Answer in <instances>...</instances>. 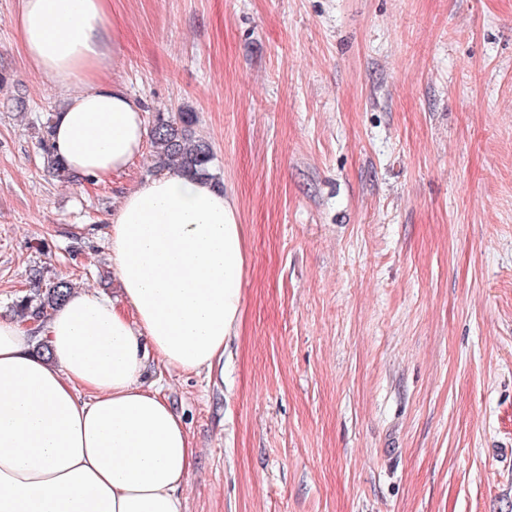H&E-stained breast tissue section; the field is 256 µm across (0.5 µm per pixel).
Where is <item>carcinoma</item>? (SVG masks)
Returning <instances> with one entry per match:
<instances>
[{
    "label": "carcinoma",
    "mask_w": 512,
    "mask_h": 512,
    "mask_svg": "<svg viewBox=\"0 0 512 512\" xmlns=\"http://www.w3.org/2000/svg\"><path fill=\"white\" fill-rule=\"evenodd\" d=\"M193 116L188 112L169 114L158 118L152 129V144L156 165L175 169L183 174L214 178L210 172L212 154L209 145L194 136ZM70 290L69 282L58 280L35 294L20 301L22 317L40 319L48 311L62 304Z\"/></svg>",
    "instance_id": "1"
}]
</instances>
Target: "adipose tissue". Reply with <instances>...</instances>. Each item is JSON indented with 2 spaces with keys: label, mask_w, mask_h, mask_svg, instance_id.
Masks as SVG:
<instances>
[{
  "label": "adipose tissue",
  "mask_w": 512,
  "mask_h": 512,
  "mask_svg": "<svg viewBox=\"0 0 512 512\" xmlns=\"http://www.w3.org/2000/svg\"><path fill=\"white\" fill-rule=\"evenodd\" d=\"M110 0H20L30 62L63 90L51 151L99 181L147 136L142 107L102 71L119 37ZM107 238L122 298L76 289L36 331L0 318V512H183L195 450L143 352L213 372L240 320L244 229L211 180L162 169L131 190Z\"/></svg>",
  "instance_id": "1"
}]
</instances>
